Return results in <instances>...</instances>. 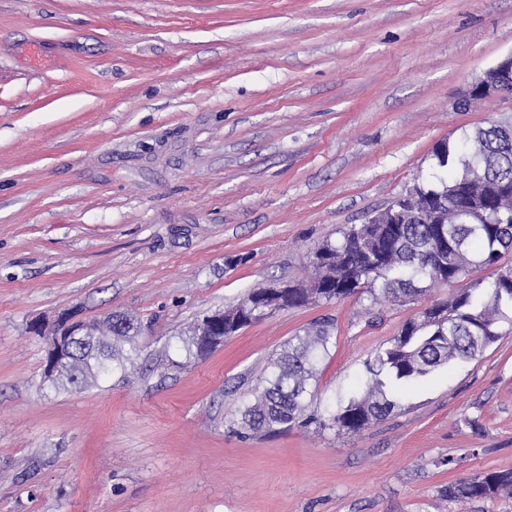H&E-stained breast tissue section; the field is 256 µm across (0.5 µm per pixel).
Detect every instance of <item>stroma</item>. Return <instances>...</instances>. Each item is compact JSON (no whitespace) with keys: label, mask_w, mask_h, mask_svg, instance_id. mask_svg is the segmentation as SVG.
I'll return each instance as SVG.
<instances>
[{"label":"stroma","mask_w":512,"mask_h":512,"mask_svg":"<svg viewBox=\"0 0 512 512\" xmlns=\"http://www.w3.org/2000/svg\"><path fill=\"white\" fill-rule=\"evenodd\" d=\"M511 52L512 0H0V512H512L443 494L512 470V334L360 434L231 429L291 336L333 321L331 410L471 278L183 349L201 314L306 281L323 243L432 181L439 143L512 121V98L455 105ZM71 311L140 322L126 376L45 380L29 325Z\"/></svg>","instance_id":"35a3bbf8"}]
</instances>
